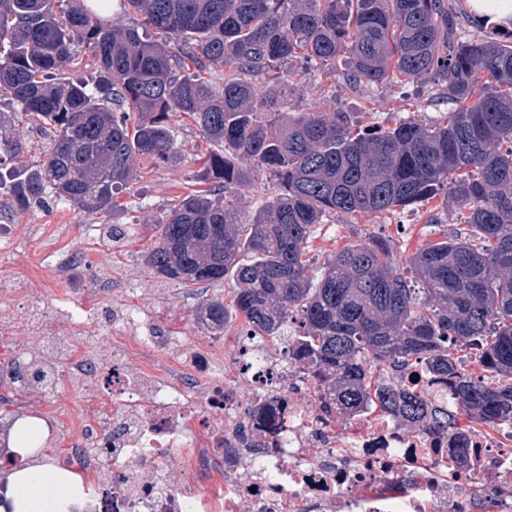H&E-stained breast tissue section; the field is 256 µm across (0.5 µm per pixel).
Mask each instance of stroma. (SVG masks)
<instances>
[{"label": "stroma", "instance_id": "35a3bbf8", "mask_svg": "<svg viewBox=\"0 0 512 512\" xmlns=\"http://www.w3.org/2000/svg\"><path fill=\"white\" fill-rule=\"evenodd\" d=\"M346 73V66L340 61L334 70L315 69L302 82H286L289 111L318 112L336 104L360 116L362 124L390 127L407 118L429 121L448 109L447 103L441 101L430 103L405 97L395 86H357ZM173 134L176 160L138 172L117 194L113 212L89 215L52 198L24 211L0 207V225H9L12 233L9 244L0 243V306L18 307V278L25 271L37 269L47 278L48 303L66 304L90 316L101 310L108 312L113 297L97 286L96 275L102 272L111 276L124 306L147 311L158 329L171 336L187 337L198 346L231 358L243 327L241 319L229 320L223 333L213 336L201 332L192 314L202 299L217 296L232 300V281L185 286L162 278L144 261L145 252L157 236L158 221L178 199L203 187L198 158L207 153L208 147L199 130L190 119L179 116ZM241 174L245 188L239 215L246 223L274 193L275 182L247 166L242 167ZM93 224L99 225V232H90ZM105 224L116 225V235L103 233L101 227ZM466 230V225L449 220L435 198L373 222L340 213L314 228L307 243V256L319 264L345 245L381 236L396 242V258L403 265L425 243ZM54 252L78 254L84 264L56 273L50 258ZM97 409L96 402L67 385L56 392L42 393L15 391L8 383L0 384V422L23 416L44 420L50 433L40 455L44 462L54 465L60 460L62 448L56 425L91 420Z\"/></svg>", "mask_w": 512, "mask_h": 512}]
</instances>
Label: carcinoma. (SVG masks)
Wrapping results in <instances>:
<instances>
[{"instance_id": "cac0c4a2", "label": "carcinoma", "mask_w": 512, "mask_h": 512, "mask_svg": "<svg viewBox=\"0 0 512 512\" xmlns=\"http://www.w3.org/2000/svg\"><path fill=\"white\" fill-rule=\"evenodd\" d=\"M123 22L103 3L0 0V100L53 132L44 162L7 169L26 210L47 194L97 214L137 169L176 156L173 118L197 125L211 148L209 189L184 196L158 222L145 263L185 285L235 282L232 306L203 300L202 332L284 330L310 393L354 417L398 411L428 432L457 437L512 421V29L466 38L470 16L447 0H123ZM92 82L64 76L76 48ZM373 88L396 83L452 110L442 121L356 129L353 114L282 110L272 73L331 68ZM224 71L213 79L216 67ZM29 151L0 114V166ZM274 178L277 193L250 224L238 221L239 165ZM440 198L464 237L420 246L398 272L395 244L351 243L319 266L306 258L316 225L338 212L384 215ZM478 371L469 372L465 365ZM446 375L452 409L391 382L398 368Z\"/></svg>"}]
</instances>
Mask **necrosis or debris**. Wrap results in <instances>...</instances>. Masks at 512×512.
Segmentation results:
<instances>
[{
    "instance_id": "1",
    "label": "necrosis or debris",
    "mask_w": 512,
    "mask_h": 512,
    "mask_svg": "<svg viewBox=\"0 0 512 512\" xmlns=\"http://www.w3.org/2000/svg\"><path fill=\"white\" fill-rule=\"evenodd\" d=\"M21 311L0 310V335L22 337L29 360L14 385L40 376L94 395L97 421L59 429L63 467L93 475L89 512H512V423L497 434L431 435L401 417L363 415L337 430L287 355L242 336L230 361L160 332L147 313L114 312V342L89 336L82 356L45 333L76 309L48 305L45 281L21 283ZM146 355L137 370L127 349ZM479 461L470 470L454 448ZM430 465L424 477L421 465Z\"/></svg>"
}]
</instances>
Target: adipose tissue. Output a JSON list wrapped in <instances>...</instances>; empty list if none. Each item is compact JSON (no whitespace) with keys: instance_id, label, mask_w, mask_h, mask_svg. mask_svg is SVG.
Here are the masks:
<instances>
[{"instance_id":"1","label":"adipose tissue","mask_w":512,"mask_h":512,"mask_svg":"<svg viewBox=\"0 0 512 512\" xmlns=\"http://www.w3.org/2000/svg\"><path fill=\"white\" fill-rule=\"evenodd\" d=\"M47 436L45 422L19 420L12 447L21 462L0 478L7 486L12 512H61L62 504L76 500L81 481L75 473L32 462Z\"/></svg>"}]
</instances>
